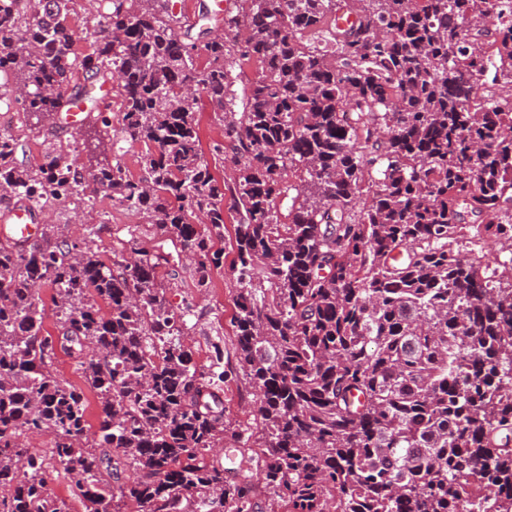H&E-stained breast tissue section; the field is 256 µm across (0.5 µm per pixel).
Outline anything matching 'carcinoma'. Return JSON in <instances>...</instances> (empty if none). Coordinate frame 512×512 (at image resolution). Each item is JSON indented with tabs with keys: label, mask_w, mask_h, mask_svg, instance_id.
<instances>
[{
	"label": "carcinoma",
	"mask_w": 512,
	"mask_h": 512,
	"mask_svg": "<svg viewBox=\"0 0 512 512\" xmlns=\"http://www.w3.org/2000/svg\"><path fill=\"white\" fill-rule=\"evenodd\" d=\"M72 0H0V77L24 115L82 127L112 116L77 70L117 79L121 159L91 187L72 162L18 158L0 137V202L43 209L100 194L188 253L193 288L224 267V199L236 216L237 361L257 432L225 417L224 350L180 341L194 306L166 303L163 246L106 261L41 229L0 243V512H255L254 484L210 456L263 449L285 512H512V257L460 258L470 229L512 241V0H233L221 30L182 39L170 0H109L78 55ZM260 72L238 96L232 70ZM205 58L199 69L195 58ZM196 85L198 95L183 89ZM222 116L233 176L204 160L199 97ZM486 216L472 226L465 215ZM99 403L52 370L56 340L35 284ZM51 430L53 463L18 439ZM135 472L120 482L121 469Z\"/></svg>",
	"instance_id": "cac0c4a2"
}]
</instances>
